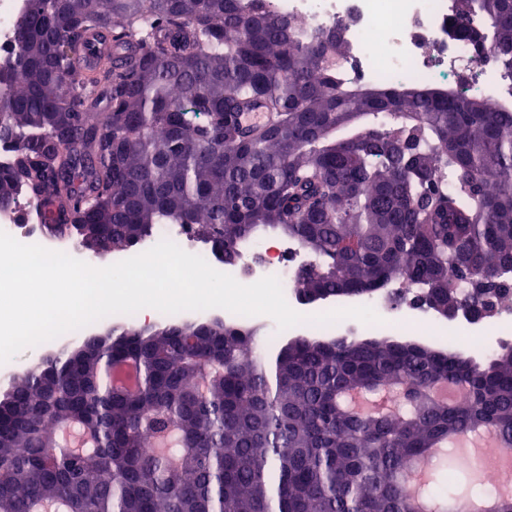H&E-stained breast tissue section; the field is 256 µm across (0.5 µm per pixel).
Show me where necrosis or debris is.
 Here are the masks:
<instances>
[{
	"mask_svg": "<svg viewBox=\"0 0 512 512\" xmlns=\"http://www.w3.org/2000/svg\"><path fill=\"white\" fill-rule=\"evenodd\" d=\"M273 5L308 29L345 23L351 54L340 68L344 82L374 81L391 87L409 82L431 85L451 75L475 72L482 78L481 88L490 106L512 95V78L480 63L475 44L452 33L455 0H274ZM28 208V196L19 194L11 211H0V230L24 244L49 246V236L39 225L27 221ZM164 239L209 259L214 269L238 282L252 284L266 276L277 277L291 304L296 301L295 274L310 261L293 242L266 237L244 246L234 262L225 263L213 259L205 243L183 224L158 225L139 249L147 251ZM416 295L415 288L393 283L368 304L387 326L398 324L405 334L421 335L430 331L436 317ZM480 329L494 333L500 342H511L512 302L497 305L492 315L481 318L464 311L448 323L452 335L472 338Z\"/></svg>",
	"mask_w": 512,
	"mask_h": 512,
	"instance_id": "1",
	"label": "necrosis or debris"
}]
</instances>
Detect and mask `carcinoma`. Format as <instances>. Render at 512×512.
<instances>
[{"label":"carcinoma","instance_id":"carcinoma-1","mask_svg":"<svg viewBox=\"0 0 512 512\" xmlns=\"http://www.w3.org/2000/svg\"><path fill=\"white\" fill-rule=\"evenodd\" d=\"M457 11L512 75V0ZM343 28L308 32L270 0H27L0 66V211L25 189L30 221L94 252L186 224L231 262L275 232L315 258L296 273L307 299L401 281L440 315L484 314L512 272V105L359 91L338 80ZM95 42L112 54L86 70ZM252 100L269 120L246 129ZM258 334L126 324L14 377L0 512H419L415 464L457 494L489 474L459 440L512 451L511 346L480 364L414 340Z\"/></svg>","mask_w":512,"mask_h":512}]
</instances>
